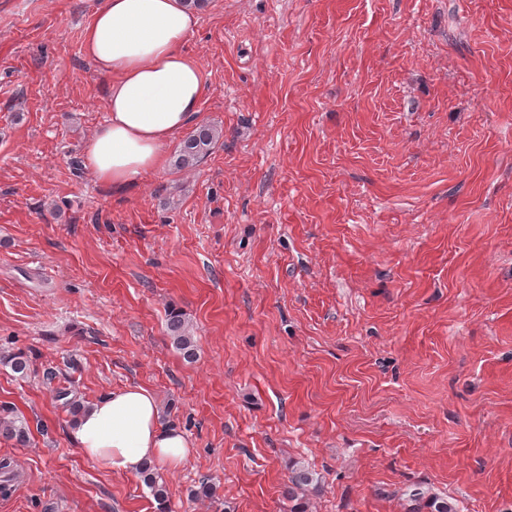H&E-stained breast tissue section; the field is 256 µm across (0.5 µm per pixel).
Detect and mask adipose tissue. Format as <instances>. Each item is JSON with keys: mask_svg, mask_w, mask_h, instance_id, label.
<instances>
[{"mask_svg": "<svg viewBox=\"0 0 512 512\" xmlns=\"http://www.w3.org/2000/svg\"><path fill=\"white\" fill-rule=\"evenodd\" d=\"M198 25L184 0H104L84 31L85 52L109 76V117L87 143L85 166L121 189L162 169L165 149L195 119L205 78L184 52ZM81 456L126 476L175 469L192 445L177 425H162L154 394L140 385L89 403L73 428Z\"/></svg>", "mask_w": 512, "mask_h": 512, "instance_id": "ef3b65f1", "label": "adipose tissue"}]
</instances>
